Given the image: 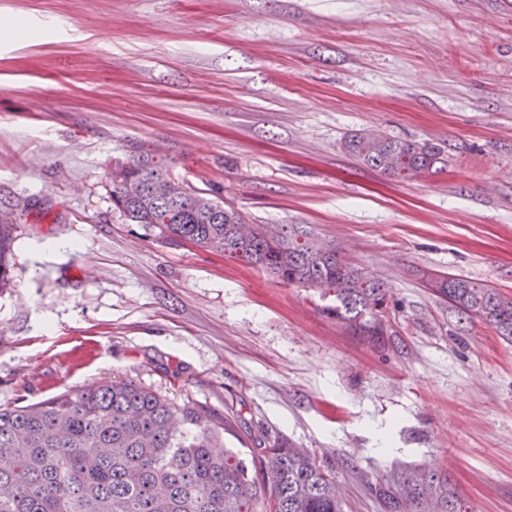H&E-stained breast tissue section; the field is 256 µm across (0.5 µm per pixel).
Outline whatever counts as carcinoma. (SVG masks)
I'll list each match as a JSON object with an SVG mask.
<instances>
[{
  "label": "carcinoma",
  "instance_id": "cac0c4a2",
  "mask_svg": "<svg viewBox=\"0 0 512 512\" xmlns=\"http://www.w3.org/2000/svg\"><path fill=\"white\" fill-rule=\"evenodd\" d=\"M343 149L395 178L416 176L443 161L424 142L353 133ZM175 179L164 161L136 151L111 172L112 201L132 224L172 241L227 255L277 280L336 297L327 314L378 342L387 332L389 291L379 278L346 261L336 244L298 224H253L188 187L182 201L152 194ZM0 218V290L11 280L17 236ZM434 292L468 317L492 325L512 342V299L486 284L424 272ZM229 418L188 399L176 405L129 379H105L64 389L41 401L0 408V512H346L332 468L304 448L263 431L256 448L214 451ZM382 512H469L448 475L396 467L371 485Z\"/></svg>",
  "mask_w": 512,
  "mask_h": 512
}]
</instances>
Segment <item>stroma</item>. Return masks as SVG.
I'll return each instance as SVG.
<instances>
[{"label": "stroma", "mask_w": 512, "mask_h": 512, "mask_svg": "<svg viewBox=\"0 0 512 512\" xmlns=\"http://www.w3.org/2000/svg\"><path fill=\"white\" fill-rule=\"evenodd\" d=\"M1 18L24 28L0 29V407L127 378L229 417L225 447L308 449L352 512H380L369 486L396 464L512 512V342L419 277L512 298V0H0ZM359 130L445 163L389 178L344 151ZM145 144L382 278L384 343L320 290L125 221L109 172ZM4 221L0 216V291L6 288L11 280L10 258L12 256L17 236L14 235L13 219Z\"/></svg>", "instance_id": "stroma-1"}]
</instances>
